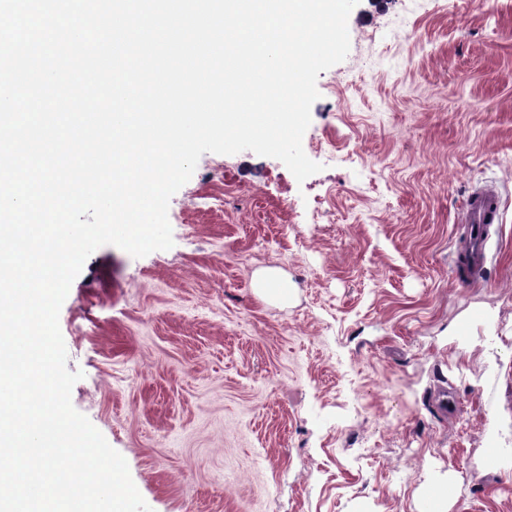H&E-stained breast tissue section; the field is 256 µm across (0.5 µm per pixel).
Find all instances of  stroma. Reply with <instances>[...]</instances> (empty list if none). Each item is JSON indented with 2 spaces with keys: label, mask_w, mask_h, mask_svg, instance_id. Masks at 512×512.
Listing matches in <instances>:
<instances>
[{
  "label": "stroma",
  "mask_w": 512,
  "mask_h": 512,
  "mask_svg": "<svg viewBox=\"0 0 512 512\" xmlns=\"http://www.w3.org/2000/svg\"><path fill=\"white\" fill-rule=\"evenodd\" d=\"M348 32L302 139L320 172L204 153L172 247H99L61 307L72 405L151 512H418L431 482L512 512V0H359ZM500 194L492 188L474 191L463 203L462 221L467 226L469 249L479 266L485 257L488 224L500 217Z\"/></svg>",
  "instance_id": "stroma-1"
}]
</instances>
